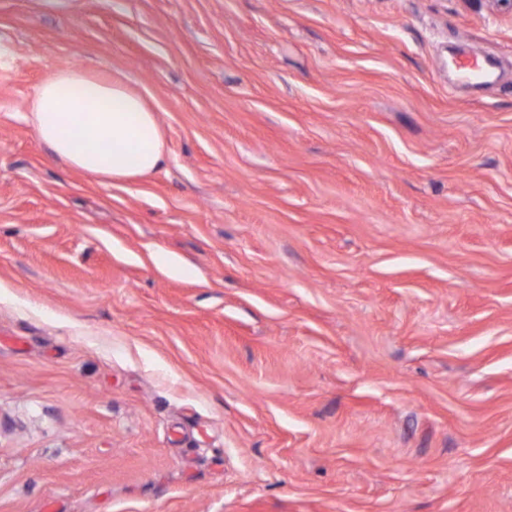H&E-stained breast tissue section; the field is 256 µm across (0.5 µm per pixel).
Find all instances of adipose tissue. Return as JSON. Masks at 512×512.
Listing matches in <instances>:
<instances>
[{
    "label": "adipose tissue",
    "instance_id": "obj_1",
    "mask_svg": "<svg viewBox=\"0 0 512 512\" xmlns=\"http://www.w3.org/2000/svg\"><path fill=\"white\" fill-rule=\"evenodd\" d=\"M29 112L51 153L100 183L143 177L165 162L156 113L122 80L59 67L39 86Z\"/></svg>",
    "mask_w": 512,
    "mask_h": 512
}]
</instances>
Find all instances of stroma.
<instances>
[{
  "instance_id": "1",
  "label": "stroma",
  "mask_w": 512,
  "mask_h": 512,
  "mask_svg": "<svg viewBox=\"0 0 512 512\" xmlns=\"http://www.w3.org/2000/svg\"><path fill=\"white\" fill-rule=\"evenodd\" d=\"M67 65L164 167L53 156ZM0 512H512V7L0 0ZM29 112L55 157L102 184L146 176L165 162L156 113L120 79L59 67L38 87Z\"/></svg>"
}]
</instances>
